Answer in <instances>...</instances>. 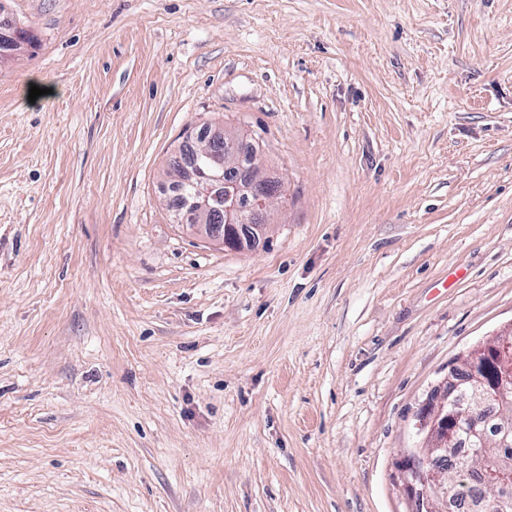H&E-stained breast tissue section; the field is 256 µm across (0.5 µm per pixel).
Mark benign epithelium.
Masks as SVG:
<instances>
[{
	"mask_svg": "<svg viewBox=\"0 0 512 512\" xmlns=\"http://www.w3.org/2000/svg\"><path fill=\"white\" fill-rule=\"evenodd\" d=\"M0 43L8 53L0 59L22 53L29 46V31L5 26ZM200 164L191 169L180 164L181 180L189 187L183 207L170 202L174 221L183 215L201 227L207 237L222 241L234 250L252 247L267 221L269 197L279 190L278 178L265 171L252 178L237 176L229 158L239 149L238 138L205 134ZM512 330L491 337L473 347L459 362L448 366L446 378L427 397L415 415V429L427 451L411 450L405 459L408 491L416 512H439L440 500L467 490L479 495L494 490L490 512H512V476H486L468 461L448 458V447L458 442L496 448H512V414L501 412L498 429L487 426V409L512 404Z\"/></svg>",
	"mask_w": 512,
	"mask_h": 512,
	"instance_id": "obj_1",
	"label": "benign epithelium"
}]
</instances>
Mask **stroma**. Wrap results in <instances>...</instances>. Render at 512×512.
Masks as SVG:
<instances>
[{"instance_id": "obj_1", "label": "stroma", "mask_w": 512, "mask_h": 512, "mask_svg": "<svg viewBox=\"0 0 512 512\" xmlns=\"http://www.w3.org/2000/svg\"><path fill=\"white\" fill-rule=\"evenodd\" d=\"M0 19L33 35L0 63V512H413L416 412L512 325V0ZM222 125L282 181L244 250L168 206Z\"/></svg>"}]
</instances>
